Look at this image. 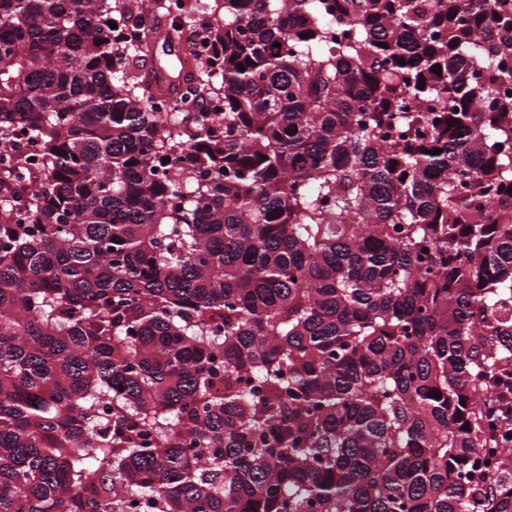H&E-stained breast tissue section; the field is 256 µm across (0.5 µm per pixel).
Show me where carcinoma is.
Instances as JSON below:
<instances>
[{
    "label": "carcinoma",
    "mask_w": 512,
    "mask_h": 512,
    "mask_svg": "<svg viewBox=\"0 0 512 512\" xmlns=\"http://www.w3.org/2000/svg\"><path fill=\"white\" fill-rule=\"evenodd\" d=\"M148 2L0 0V512H512V0Z\"/></svg>",
    "instance_id": "carcinoma-1"
}]
</instances>
